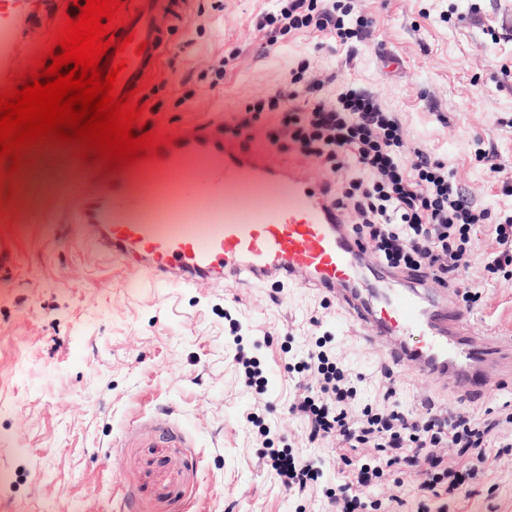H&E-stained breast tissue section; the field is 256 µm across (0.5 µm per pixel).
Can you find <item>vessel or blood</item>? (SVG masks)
<instances>
[{
	"mask_svg": "<svg viewBox=\"0 0 512 512\" xmlns=\"http://www.w3.org/2000/svg\"><path fill=\"white\" fill-rule=\"evenodd\" d=\"M188 0H132L120 35H133L119 88L145 87L169 47L166 33L188 16ZM70 0H29L23 16L42 32ZM160 156L138 161L150 188L131 193L125 177L82 178L76 223L96 248L140 269L153 286L200 282L311 288L333 299L367 344L407 375L441 380L457 404H483L512 381V336L473 333L472 318L447 289L370 261L352 225L321 182L292 161L243 150L223 124L183 128Z\"/></svg>",
	"mask_w": 512,
	"mask_h": 512,
	"instance_id": "obj_1",
	"label": "vessel or blood"
}]
</instances>
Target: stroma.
I'll use <instances>...</instances> for the list:
<instances>
[{"mask_svg":"<svg viewBox=\"0 0 512 512\" xmlns=\"http://www.w3.org/2000/svg\"><path fill=\"white\" fill-rule=\"evenodd\" d=\"M273 0H192V14L147 84L143 112L158 132L203 128L280 84L300 59L319 78L358 83L399 113L407 139L448 163L492 217L512 208V0H356L371 23L354 58L303 30L271 51L255 29ZM229 58L223 84L208 71ZM245 147H269L316 179L317 161L270 145L266 126ZM75 146L36 144L18 169L0 161V229L17 264L0 283V512H325L349 463L374 449L310 443L288 412L293 355L323 335L336 361L368 374L388 361L311 288H148L136 269L94 251L74 223L77 189L94 162ZM504 170L491 174V163ZM494 246L472 237L467 278L486 279L474 332L512 336V277L488 275ZM318 325H311V318ZM259 363L264 395L245 387L237 350ZM269 405L275 450L322 460L303 496L259 461L245 421ZM347 462H340V455ZM447 512H512V460L489 458Z\"/></svg>","mask_w":512,"mask_h":512,"instance_id":"35a3bbf8","label":"stroma"}]
</instances>
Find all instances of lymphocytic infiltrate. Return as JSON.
Wrapping results in <instances>:
<instances>
[{
	"label": "lymphocytic infiltrate",
	"mask_w": 512,
	"mask_h": 512,
	"mask_svg": "<svg viewBox=\"0 0 512 512\" xmlns=\"http://www.w3.org/2000/svg\"><path fill=\"white\" fill-rule=\"evenodd\" d=\"M279 8L261 14L256 28L267 47L279 37L309 29L348 44L362 41L363 26L348 27L350 6L341 0H278ZM308 61H301L281 85L245 105L234 118L233 134L253 129L274 114L271 144L288 142L315 158L334 178L340 191L334 204L362 240L371 242L381 265L407 273H423L440 287L459 292L465 303L480 297L476 283H464L470 264L471 234L485 226L496 246L491 272L512 269V216L491 224L453 181L448 164L418 144L405 140L398 113L388 111L364 87L336 85L334 80L306 79ZM333 339L323 336L296 362V378L288 405L308 432L309 442H340L346 448H374L375 464L351 471V494L330 497V512H359L361 492L387 488L383 512H402L417 498L420 512L434 500L454 497L466 479L476 478L489 453L512 457V411L479 415L451 412L425 401V415H413L402 401L395 379L378 380L383 388L376 405H360V383L366 375H350L333 359ZM463 449L470 469L455 470L447 448ZM421 469L424 478L408 487L396 479L402 464ZM267 466L288 491L308 493L319 470L307 456L271 453Z\"/></svg>",
	"instance_id": "f902f5d3"
}]
</instances>
